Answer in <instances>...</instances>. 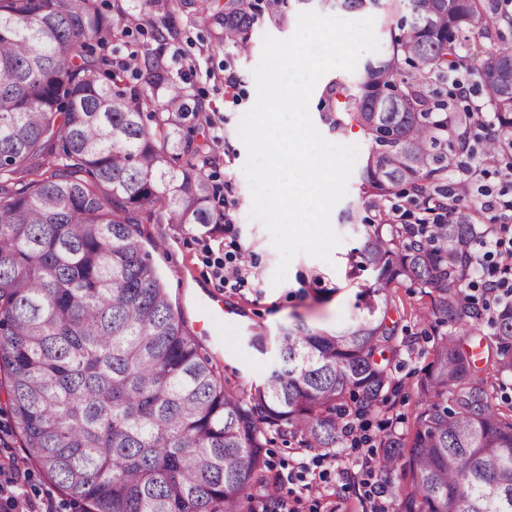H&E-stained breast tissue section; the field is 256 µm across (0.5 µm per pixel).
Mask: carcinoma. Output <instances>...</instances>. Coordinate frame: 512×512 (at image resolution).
Masks as SVG:
<instances>
[{"label":"carcinoma","mask_w":512,"mask_h":512,"mask_svg":"<svg viewBox=\"0 0 512 512\" xmlns=\"http://www.w3.org/2000/svg\"><path fill=\"white\" fill-rule=\"evenodd\" d=\"M409 15L356 88L328 83L323 119L356 124L371 142L362 196L378 209L362 264L377 273L367 315L334 331L300 324L277 340L280 365L240 397L174 311L141 240V224L214 232L210 150L184 134L199 111L155 62L147 87L111 68L128 33L121 4L0 0V389L23 460L81 512H252L271 482L267 429L334 448L347 426L383 412L399 389L396 322L377 297L393 285L431 300L423 318L433 358L417 386L414 427L385 417L371 439L382 465L405 459L401 512H512V414L500 412L480 364L512 378V302L483 332L484 308L464 292L477 242L496 232L448 172L482 154L512 168V44L472 45L486 0H336ZM214 21L247 49L255 15L224 0ZM478 77L480 105L459 112L440 85ZM404 198L421 230L383 203Z\"/></svg>","instance_id":"obj_1"}]
</instances>
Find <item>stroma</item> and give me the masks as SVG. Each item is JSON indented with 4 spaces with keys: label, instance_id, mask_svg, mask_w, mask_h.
Returning <instances> with one entry per match:
<instances>
[{
    "label": "stroma",
    "instance_id": "obj_1",
    "mask_svg": "<svg viewBox=\"0 0 512 512\" xmlns=\"http://www.w3.org/2000/svg\"><path fill=\"white\" fill-rule=\"evenodd\" d=\"M132 18L130 33L115 53L132 58V71L144 67L147 52L155 49V28L163 26L161 15L149 11L147 0H121ZM257 19L249 32L250 49L239 53L223 42L222 28L204 17L200 0H173L172 32L164 49V61L172 84L178 85L202 105L204 121L193 123L194 137L212 138L214 151L206 173L217 189L212 200L215 212L231 210L233 231L215 234L175 224H144L140 230L145 244L162 242L152 259L162 274L176 313L181 314L203 355L216 361L224 385L238 394L248 393L274 368V349L259 351L253 336H278L297 322L333 330L351 319L364 316L362 294L376 275L361 269L358 251L365 226L374 214L361 196L360 169H353L348 194L332 211L331 222L341 242L331 262L298 254L285 280L273 284L279 254L264 225L251 218V193L243 173L247 152L238 135L242 115L255 103L257 91L252 70L259 63L264 37H291L301 11L296 0H253ZM284 12L285 24L271 17ZM355 212L356 221L345 219ZM241 249L252 262L254 279L242 288L223 286L213 274L214 251ZM211 295L222 300L226 318L223 326L199 325L200 300ZM391 318L398 323L395 345L400 367L394 376L400 390L390 400L391 412L412 426L417 411L416 390L422 369L433 356V341L423 333L419 316L430 305L420 289L399 285L389 289ZM273 475L286 473L298 461L312 470L326 471L327 480L312 493L302 496L300 512H371L372 500L365 495L366 475L362 468L369 446L343 444L336 448H304L291 435L271 434L268 446Z\"/></svg>",
    "mask_w": 512,
    "mask_h": 512
}]
</instances>
